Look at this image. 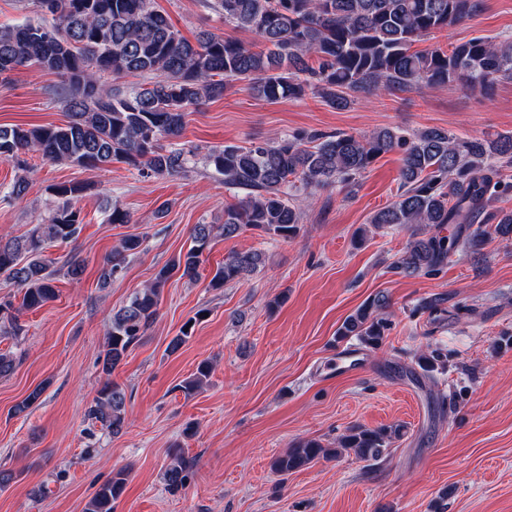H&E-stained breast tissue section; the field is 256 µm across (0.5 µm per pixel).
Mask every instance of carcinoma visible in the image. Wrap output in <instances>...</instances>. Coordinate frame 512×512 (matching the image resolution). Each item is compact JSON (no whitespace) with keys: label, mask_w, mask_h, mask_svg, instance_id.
<instances>
[{"label":"carcinoma","mask_w":512,"mask_h":512,"mask_svg":"<svg viewBox=\"0 0 512 512\" xmlns=\"http://www.w3.org/2000/svg\"><path fill=\"white\" fill-rule=\"evenodd\" d=\"M483 0H213L224 23L252 32L268 44L255 51L239 40L198 33L192 43L154 0H30L37 18L0 26V82L14 66L35 63L59 75L66 85L70 120L62 125L0 126V160L28 167L23 156L34 152L44 161L100 168L120 161L147 177L177 176L186 171L197 148L164 144L180 137L190 107L219 98L233 81H246L268 100L300 99L311 93L332 109L344 110L364 95H385L416 87L460 85L487 91L512 80V37L482 36L447 49H414L437 31L475 17ZM152 75L146 87L107 86L129 74ZM401 154L400 192L390 206L370 219L376 229L410 227L402 254L391 265L399 275H432L448 267L460 251L475 249L495 235L512 239V208L496 202L512 193L503 170L512 165V135L495 139L460 138L435 128L413 131L381 129L369 136L347 132H298L277 141L248 146L211 147L206 162L224 176V185L245 191L224 208V222L197 224L194 245L169 260L153 282L112 315L102 369L110 374L136 345L157 316L161 287L173 276L194 281L202 255L215 236L226 239L253 229L290 240L301 229L303 199L331 186L352 191L363 173L389 152ZM28 189L19 176L3 192L16 201ZM84 187L55 188L56 206L45 223L22 236L0 237V279L21 289L20 308L36 310L57 298L56 270L46 250L73 241L83 218L77 206ZM453 226L449 234L443 233ZM142 245L128 236L112 249L99 280L109 283ZM259 250L224 257L210 280L222 288L266 267ZM444 298L424 299L420 308L439 320L447 313ZM387 295L378 293L347 316L340 339H355L369 351L385 341L390 321ZM22 332L13 302L0 301V323ZM204 361L179 389L187 396L209 379ZM89 419L117 437L127 429V394L107 381L86 411ZM404 435L400 424L379 428L353 426L328 448L318 439L296 443L272 461L288 475L319 459L352 453L377 461ZM194 462L175 450L165 471L169 492L185 488ZM124 470L115 472L84 512H113L123 494Z\"/></svg>","instance_id":"carcinoma-1"}]
</instances>
